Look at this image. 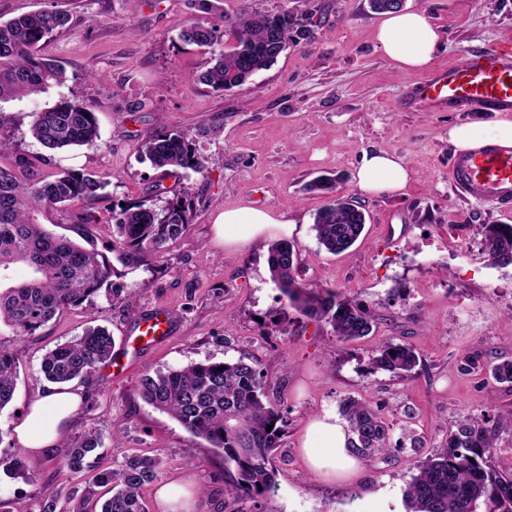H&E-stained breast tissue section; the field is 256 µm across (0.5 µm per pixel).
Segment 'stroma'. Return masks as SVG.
Wrapping results in <instances>:
<instances>
[{"instance_id":"stroma-1","label":"stroma","mask_w":512,"mask_h":512,"mask_svg":"<svg viewBox=\"0 0 512 512\" xmlns=\"http://www.w3.org/2000/svg\"><path fill=\"white\" fill-rule=\"evenodd\" d=\"M259 5L309 17L308 37L246 85L216 91L197 80L208 50L176 38L178 24L199 15L188 0H0V21L41 9L71 17L68 29L40 46L66 70L67 82L0 102V125L14 152L40 155L29 132L33 112L67 98L95 113L98 147L74 150L63 163L94 172L104 195L56 207L43 222L108 255L114 268L91 303L60 313L35 335L21 338L0 326V345L18 357L14 398L0 411V456L16 448L14 426L46 385L39 367L47 351L101 325L114 338V354H122L139 318L161 309L175 318L171 336L144 348L121 373L98 367L82 385L86 398L65 441L98 433L101 466L110 470L134 455L161 460L156 482L142 490L151 507L159 485L184 474L201 492L198 512H407L403 493L417 457L440 449L453 421L512 411V387L460 369L467 353L488 365L512 359V265H492L482 236L483 225L512 224V212L462 195L448 180L450 128L468 124L481 133L503 117L426 111L411 97L431 73L493 44L512 47V0H405V9L423 12L441 33L423 69L402 67L383 51L380 17L368 0ZM161 129L186 134L203 169L173 177L143 161V139ZM371 151L405 157L410 177L397 194L358 188L361 158ZM322 176L335 177L338 193L366 214L359 240L338 255L320 248L312 229L328 201L312 187ZM183 196L194 201L184 235L157 265H124L113 209ZM241 207L293 218L288 239L302 258L299 287L356 299L375 312L374 331L337 341L329 324L303 315L271 281L267 244L229 250L217 243L215 216ZM89 215L94 223H86ZM386 341L413 348L419 363L408 377L370 372L371 356ZM241 358L259 365L269 400L287 415L274 488L232 500L219 451L143 401L137 386L148 372ZM346 397L379 408L393 441L413 429L420 452L407 447L388 463L362 462L348 484L317 480L300 462L299 437L312 416ZM25 465V480L0 470V501L9 512H40L52 490L60 493L56 512H77L68 493L88 487L91 473L61 468L48 455Z\"/></svg>"}]
</instances>
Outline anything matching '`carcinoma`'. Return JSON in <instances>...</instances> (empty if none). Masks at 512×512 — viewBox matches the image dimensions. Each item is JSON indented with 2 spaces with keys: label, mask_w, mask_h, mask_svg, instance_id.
Here are the masks:
<instances>
[{
  "label": "carcinoma",
  "mask_w": 512,
  "mask_h": 512,
  "mask_svg": "<svg viewBox=\"0 0 512 512\" xmlns=\"http://www.w3.org/2000/svg\"><path fill=\"white\" fill-rule=\"evenodd\" d=\"M201 9L216 19L186 20L178 25V40L186 46L207 48L211 66L198 81L215 91L241 87L257 72L270 67L295 38L308 32L294 13L283 9L268 13L246 6L235 17L213 0H199ZM69 14L41 10L0 22V101L36 95L68 80L66 70L40 56L41 42L69 27ZM237 44L222 49L224 37ZM30 133L43 147L60 151L73 147L94 148L100 139L95 113L83 105L60 100L51 108L33 113ZM141 155L152 166L170 175L199 171L203 163L187 136L177 130H161L142 143ZM0 324L18 336H32L56 315L82 306L112 277L108 257L57 236L39 223V215L100 195L104 184L82 169L64 167L53 156L12 153L10 140L0 131ZM47 170L40 169V166ZM330 200L317 213L313 229L318 244L328 252L348 250L364 230L363 211L336 194V179L317 181ZM191 200L184 198L163 206L132 205L113 217L121 260L139 265L161 259L170 243L188 228ZM484 250L495 266L512 264V225L483 226ZM268 269L289 302L301 312L325 320L342 342L372 332L375 315L352 298L338 299L303 293L297 286L299 254L286 240L270 243ZM30 270L28 279L8 284L14 265ZM114 339L100 326H88L82 335L57 345L44 354L40 372L50 383L87 380L96 367L112 359ZM418 363L413 349L390 341L371 358V369L404 377ZM18 358L0 346V411L13 399ZM495 380L512 385V360L490 366ZM265 375L259 366L236 362L191 363L177 370L144 375L138 385L141 398L174 418L187 432L222 451L227 470L225 494L259 496L275 485L271 456L280 446L285 410L265 393ZM339 413L354 434L352 453L369 462H388L392 449L390 427L380 410L355 398L339 404ZM512 429V416L466 417L448 428V440L433 456L419 460L404 491L408 512H512V472L491 464L496 440ZM102 447L101 437L88 433L60 450V465L82 472L93 468L91 458ZM4 472L27 477L20 449L0 459ZM161 461L134 456L122 468L101 471L93 484L107 488L100 512H148L142 488L158 477Z\"/></svg>",
  "instance_id": "cac0c4a2"
}]
</instances>
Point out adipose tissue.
I'll return each instance as SVG.
<instances>
[{"label":"adipose tissue","mask_w":512,"mask_h":512,"mask_svg":"<svg viewBox=\"0 0 512 512\" xmlns=\"http://www.w3.org/2000/svg\"><path fill=\"white\" fill-rule=\"evenodd\" d=\"M376 38L384 52L406 68H422L433 59L439 35L424 13L399 11L380 22ZM409 170L404 158L385 152L365 154L357 171L359 188L368 194L394 193L404 188ZM293 221L255 209L224 211L215 219L218 241L233 248L288 235ZM83 396L70 385H49L40 391L28 414L15 427L17 443L28 456L39 457L57 447ZM351 433L345 421L330 410L309 419L300 443L305 468L326 483H344L360 471L350 452ZM162 512H196L197 493L187 477H177L156 492Z\"/></svg>","instance_id":"1"}]
</instances>
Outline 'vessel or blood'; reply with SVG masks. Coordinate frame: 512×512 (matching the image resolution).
<instances>
[{
  "label": "vessel or blood",
  "mask_w": 512,
  "mask_h": 512,
  "mask_svg": "<svg viewBox=\"0 0 512 512\" xmlns=\"http://www.w3.org/2000/svg\"><path fill=\"white\" fill-rule=\"evenodd\" d=\"M423 107L447 103L465 112L512 114V50L489 46L461 65L434 73L418 88ZM453 186L463 195L512 211V146L487 143L478 149L453 155L448 164ZM173 331V318L154 312L139 322L129 352L138 345L164 341Z\"/></svg>",
  "instance_id": "b4317fda"
}]
</instances>
